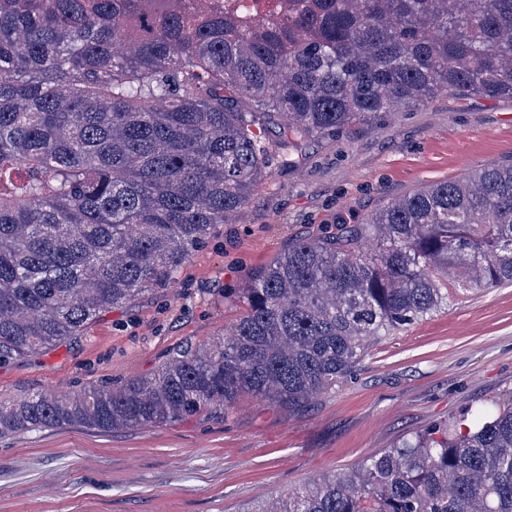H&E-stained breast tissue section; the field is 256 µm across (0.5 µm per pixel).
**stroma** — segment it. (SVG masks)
<instances>
[{"mask_svg": "<svg viewBox=\"0 0 512 512\" xmlns=\"http://www.w3.org/2000/svg\"><path fill=\"white\" fill-rule=\"evenodd\" d=\"M512 162V99L440 93L312 142L272 173L175 278L103 312L76 338L0 367V400L73 395L154 372L227 334L238 290L295 240L391 201ZM512 390V285L457 291L445 310L369 345L351 376L303 408L241 397L157 427L0 437V512H264L414 433Z\"/></svg>", "mask_w": 512, "mask_h": 512, "instance_id": "1", "label": "stroma"}]
</instances>
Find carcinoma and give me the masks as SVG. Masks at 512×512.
Returning <instances> with one entry per match:
<instances>
[{
    "label": "carcinoma",
    "mask_w": 512,
    "mask_h": 512,
    "mask_svg": "<svg viewBox=\"0 0 512 512\" xmlns=\"http://www.w3.org/2000/svg\"><path fill=\"white\" fill-rule=\"evenodd\" d=\"M277 2L258 20L241 0H0V366L169 283L311 142L440 91L512 97V0ZM505 283L511 163L296 241L227 336L115 389L1 400L0 435L155 427L243 394L301 407L450 289ZM471 417L266 512H512V396Z\"/></svg>",
    "instance_id": "cac0c4a2"
}]
</instances>
